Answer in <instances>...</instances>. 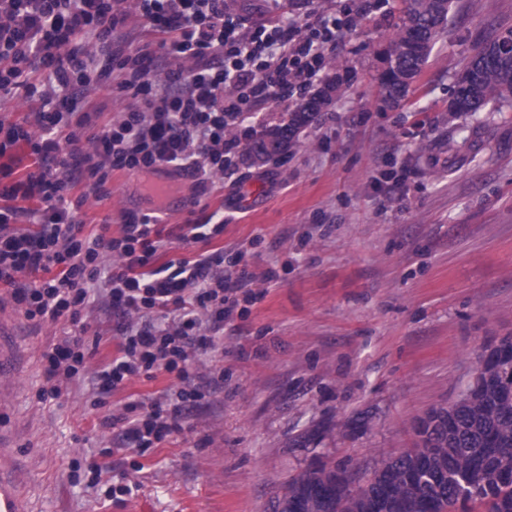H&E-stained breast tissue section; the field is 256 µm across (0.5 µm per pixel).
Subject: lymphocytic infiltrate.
Wrapping results in <instances>:
<instances>
[{
	"instance_id": "lymphocytic-infiltrate-1",
	"label": "lymphocytic infiltrate",
	"mask_w": 512,
	"mask_h": 512,
	"mask_svg": "<svg viewBox=\"0 0 512 512\" xmlns=\"http://www.w3.org/2000/svg\"><path fill=\"white\" fill-rule=\"evenodd\" d=\"M363 11L318 5L268 26L227 0H133L129 9L122 0H0V93L20 90L30 103L19 116L0 112V285L30 319L75 324L96 303L111 308V361L91 366L80 339L66 338L42 356L43 393L58 399L92 379V405L105 410L121 450L157 447L223 390V369L201 385L194 368L216 350L239 301L253 299L254 275L240 257L210 249L224 232L212 217L167 228L150 213L115 236L107 221L86 232L82 206L109 197L116 171L165 165L201 189L234 173L256 137L254 115L300 105ZM132 15L155 42L130 46ZM111 85L132 103L106 121L93 94ZM173 248L195 254L159 262ZM161 373L175 383L108 410L130 380Z\"/></svg>"
}]
</instances>
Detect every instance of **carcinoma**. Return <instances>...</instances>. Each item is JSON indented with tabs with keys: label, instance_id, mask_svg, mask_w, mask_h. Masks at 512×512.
<instances>
[{
	"label": "carcinoma",
	"instance_id": "obj_1",
	"mask_svg": "<svg viewBox=\"0 0 512 512\" xmlns=\"http://www.w3.org/2000/svg\"><path fill=\"white\" fill-rule=\"evenodd\" d=\"M451 2L446 0L439 26L422 46L407 37V21L426 20L437 4L406 0L388 50L406 47L402 66L409 77L417 78L428 62ZM511 36L512 30L473 46L458 75L490 57L493 63L478 80L475 99L457 104L453 113L512 106V58L495 53L498 40ZM380 83L385 101L394 106L412 91L410 82L391 84L382 76ZM312 118L302 107L291 112L287 122L263 131L262 150L269 139L278 143V152H287ZM440 411V420L427 426L414 447L382 461L357 492L349 489L345 472L318 466L289 480L274 512H512V364L485 363L476 385Z\"/></svg>",
	"mask_w": 512,
	"mask_h": 512
}]
</instances>
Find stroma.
<instances>
[{
    "instance_id": "obj_1",
    "label": "stroma",
    "mask_w": 512,
    "mask_h": 512,
    "mask_svg": "<svg viewBox=\"0 0 512 512\" xmlns=\"http://www.w3.org/2000/svg\"><path fill=\"white\" fill-rule=\"evenodd\" d=\"M403 0L367 11L330 54L350 80L287 155L243 164L245 179L187 199L167 224L224 212L211 243L248 253L256 300L224 324V390L202 399L181 434L145 453L103 456L117 435L90 385L41 399L44 351L67 336L109 362L111 312L79 325L17 314L23 365L0 413L18 431L20 472L35 512H272L292 476L320 464L358 489L382 460L412 446L414 423L456 403L481 350L512 336V107L448 110L462 57L512 29V0H454L448 25L404 103L382 102L378 77ZM405 199L388 200L394 185ZM109 198L80 217L153 211L139 179L117 171ZM279 279L267 282V268ZM108 471L94 477L90 460ZM132 494L106 491L120 477Z\"/></svg>"
}]
</instances>
